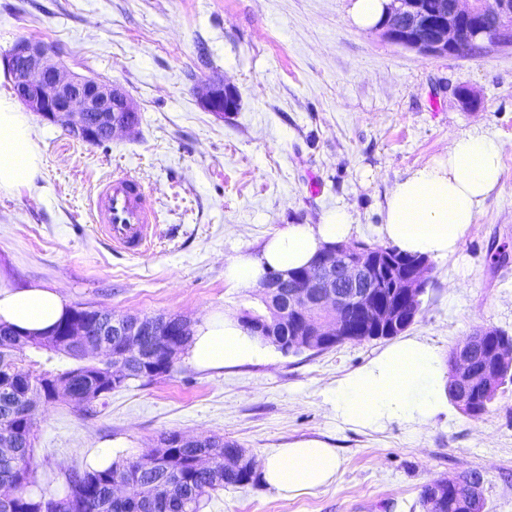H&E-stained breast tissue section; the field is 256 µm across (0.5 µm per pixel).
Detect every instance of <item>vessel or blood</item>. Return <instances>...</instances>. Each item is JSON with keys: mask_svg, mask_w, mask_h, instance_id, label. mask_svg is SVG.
<instances>
[{"mask_svg": "<svg viewBox=\"0 0 512 512\" xmlns=\"http://www.w3.org/2000/svg\"><path fill=\"white\" fill-rule=\"evenodd\" d=\"M88 217L116 249L137 255L146 253L153 243L157 214L149 190L132 175L120 173L103 180Z\"/></svg>", "mask_w": 512, "mask_h": 512, "instance_id": "vessel-or-blood-1", "label": "vessel or blood"}]
</instances>
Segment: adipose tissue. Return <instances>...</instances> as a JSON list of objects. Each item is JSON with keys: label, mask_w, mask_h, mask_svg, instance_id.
Returning a JSON list of instances; mask_svg holds the SVG:
<instances>
[{"label": "adipose tissue", "mask_w": 512, "mask_h": 512, "mask_svg": "<svg viewBox=\"0 0 512 512\" xmlns=\"http://www.w3.org/2000/svg\"><path fill=\"white\" fill-rule=\"evenodd\" d=\"M503 144L491 135L465 132L437 160L408 170L388 190L381 236L410 254L444 258L458 251L486 199L503 176ZM41 157L29 115L0 99V192L31 186ZM356 231L345 206L323 212L319 223L291 224L273 235L259 254L242 253L224 265V280L239 288L258 286L272 270L310 264L327 247ZM67 312L53 288L0 289V323L31 334L48 332ZM271 343L249 334L237 318L208 313L192 327L184 358L201 370L232 367L268 357ZM448 375L438 347L409 336L387 345L362 368L338 379L324 402L336 422L379 431L399 423L417 431L448 411ZM342 459L319 439L274 449L262 461L263 481L294 495L335 481Z\"/></svg>", "instance_id": "adipose-tissue-1"}]
</instances>
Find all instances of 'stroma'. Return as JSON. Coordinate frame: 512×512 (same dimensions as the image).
Segmentation results:
<instances>
[{"label":"stroma","instance_id":"obj_1","mask_svg":"<svg viewBox=\"0 0 512 512\" xmlns=\"http://www.w3.org/2000/svg\"><path fill=\"white\" fill-rule=\"evenodd\" d=\"M352 0H0V61L21 38L52 48L71 71L121 85L139 124L94 146L33 119L41 171L0 193V286L58 289L70 306L115 315L240 316L257 291L224 281V264L290 224H315L348 205L354 238L382 243L385 195L410 168L440 157L461 133L504 142L503 178L458 253L431 262L409 328L448 353L480 326L512 334V46L427 57L349 19ZM237 88L236 112L216 117L203 80ZM478 96L463 105L454 89ZM151 189L159 216L149 252L114 250L86 210L114 170ZM384 340L314 354L171 375L113 390L94 415L59 400L37 417V486L63 489L91 448L124 440L131 458L162 435H223L246 455L318 438L342 468L330 486L284 497L263 481L229 486L201 512H421L431 480L476 470L485 512H512V385L482 418L456 407L418 433L336 424L323 394Z\"/></svg>","mask_w":512,"mask_h":512}]
</instances>
